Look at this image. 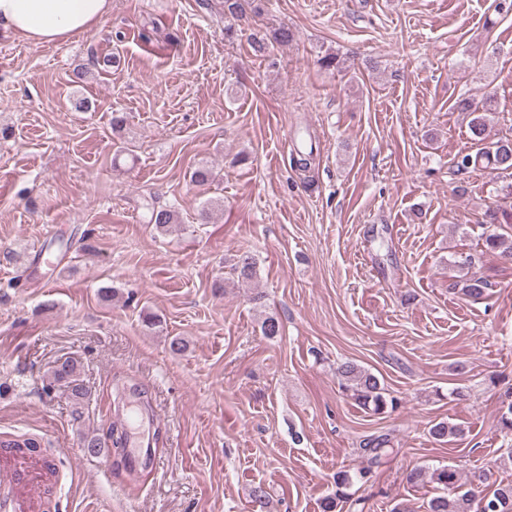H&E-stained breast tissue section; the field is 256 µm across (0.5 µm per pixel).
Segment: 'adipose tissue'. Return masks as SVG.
Returning <instances> with one entry per match:
<instances>
[{
    "label": "adipose tissue",
    "instance_id": "1",
    "mask_svg": "<svg viewBox=\"0 0 512 512\" xmlns=\"http://www.w3.org/2000/svg\"><path fill=\"white\" fill-rule=\"evenodd\" d=\"M111 0H0V29L34 46L59 44L94 30Z\"/></svg>",
    "mask_w": 512,
    "mask_h": 512
}]
</instances>
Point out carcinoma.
Returning <instances> with one entry per match:
<instances>
[{"instance_id": "obj_1", "label": "carcinoma", "mask_w": 512, "mask_h": 512, "mask_svg": "<svg viewBox=\"0 0 512 512\" xmlns=\"http://www.w3.org/2000/svg\"><path fill=\"white\" fill-rule=\"evenodd\" d=\"M458 108L471 116L469 131L476 152H461L453 162V173L463 174L484 164L497 175L511 179L507 188H512V138L504 137L496 141H487L488 115L490 111L487 100H475L464 97L458 101ZM149 223L161 231L168 230L174 223V211L156 205L147 204ZM482 246L486 252H495L502 258L512 261V235L491 232L484 236ZM476 264V257L468 254L456 262L463 275L452 284L461 295L478 300L485 296L489 284L483 278L471 272ZM234 271L239 280L250 282L256 275L255 262L251 257L242 255L234 263ZM340 387L360 407L375 414H383L387 409H395L399 401L386 392L379 378L368 369L352 361H345L336 368ZM61 384L66 388L72 407V415L78 420L83 415L88 390L81 376L80 367L72 360L65 359L54 365L50 373L48 388ZM501 430L512 433V391L502 400L499 418ZM429 436L445 443L462 435V429L448 420L431 423ZM391 438L387 433L370 435L359 442L357 452L363 459V466L353 470H341L336 473L335 490L328 495L322 505L323 512H342L343 504L356 494V489L370 483L375 470L385 463L390 454ZM410 484L432 482L442 486L443 494L432 498L427 512H512V484L501 485L487 491L486 474L473 473L466 482H461L456 469L444 466L429 470L425 467L414 468L406 475Z\"/></svg>"}]
</instances>
